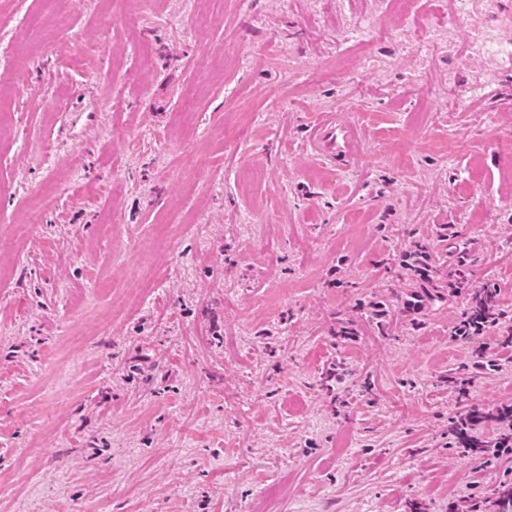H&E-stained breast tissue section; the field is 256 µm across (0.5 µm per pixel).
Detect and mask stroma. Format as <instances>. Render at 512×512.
<instances>
[{"instance_id": "35a3bbf8", "label": "stroma", "mask_w": 512, "mask_h": 512, "mask_svg": "<svg viewBox=\"0 0 512 512\" xmlns=\"http://www.w3.org/2000/svg\"><path fill=\"white\" fill-rule=\"evenodd\" d=\"M452 8L0 0V512H469L512 478L448 439L449 370L512 405L499 330L453 337L486 285L512 327V60ZM341 106L332 171L305 139ZM420 245L466 282L410 312ZM469 47L473 55L492 56L497 60L512 58V42H502L482 25H472L469 29ZM344 108L317 112L309 128L307 149L324 165L341 168L362 151V125Z\"/></svg>"}]
</instances>
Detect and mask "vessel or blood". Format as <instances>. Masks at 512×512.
Instances as JSON below:
<instances>
[{
	"mask_svg": "<svg viewBox=\"0 0 512 512\" xmlns=\"http://www.w3.org/2000/svg\"><path fill=\"white\" fill-rule=\"evenodd\" d=\"M306 146L318 162L335 169L343 167L362 151V126L342 108L316 113Z\"/></svg>",
	"mask_w": 512,
	"mask_h": 512,
	"instance_id": "vessel-or-blood-1",
	"label": "vessel or blood"
}]
</instances>
